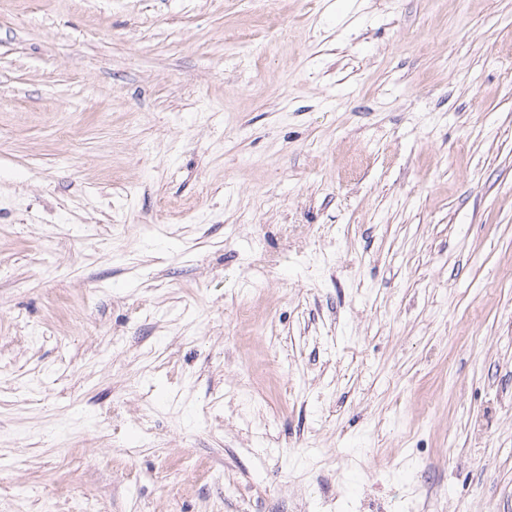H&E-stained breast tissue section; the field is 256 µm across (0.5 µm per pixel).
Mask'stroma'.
I'll return each instance as SVG.
<instances>
[{"label": "stroma", "mask_w": 512, "mask_h": 512, "mask_svg": "<svg viewBox=\"0 0 512 512\" xmlns=\"http://www.w3.org/2000/svg\"><path fill=\"white\" fill-rule=\"evenodd\" d=\"M0 512H512V0H0Z\"/></svg>", "instance_id": "35a3bbf8"}]
</instances>
